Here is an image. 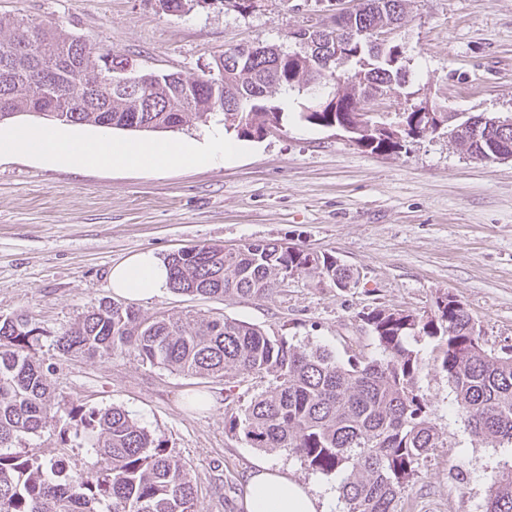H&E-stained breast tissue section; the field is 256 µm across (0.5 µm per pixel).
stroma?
<instances>
[{
    "mask_svg": "<svg viewBox=\"0 0 512 512\" xmlns=\"http://www.w3.org/2000/svg\"><path fill=\"white\" fill-rule=\"evenodd\" d=\"M358 4L261 0L240 14L222 0H188L179 13L162 11L158 0H0V16L62 29L149 71L197 75L238 44L294 48L291 32L329 25ZM396 39L410 60L416 99L449 112L512 114V0H406ZM312 103L293 94L282 132L243 142L229 164L156 174L0 158V316L22 311L47 331L35 356L59 400L124 407L162 435L191 464L201 512H239L244 476L257 459L317 488L339 487L341 476L265 453L225 429V415L249 400L251 381L230 388L150 366L130 351L58 355L54 335L116 301L110 270L129 255L286 242L336 256L357 278L341 291L299 276L268 296L221 301L169 290L135 301L146 315H221L340 358L354 350L378 358L363 313L421 314L447 291L473 315L488 349L512 347V160L474 159L441 135L370 153L339 131L298 120ZM413 347L423 363L417 383L448 445L421 461L397 512H485L491 477L512 460V447L472 439L434 362V341ZM193 393L208 395L209 405L190 407Z\"/></svg>",
    "mask_w": 512,
    "mask_h": 512,
    "instance_id": "stroma-1",
    "label": "stroma"
}]
</instances>
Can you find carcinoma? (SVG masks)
<instances>
[{"instance_id": "obj_1", "label": "carcinoma", "mask_w": 512, "mask_h": 512, "mask_svg": "<svg viewBox=\"0 0 512 512\" xmlns=\"http://www.w3.org/2000/svg\"><path fill=\"white\" fill-rule=\"evenodd\" d=\"M404 0H362L356 29L379 24L401 27ZM0 122L38 113L39 101L56 103L46 118L65 125H97L130 131L182 130L215 119L237 137L245 127H282L276 96L288 90L336 88L343 100L379 90L404 89L410 65L404 52L383 50L367 40L347 42L330 61L321 54V31L292 33L296 49L276 45L231 64L214 65L213 82L180 73L161 75L139 92L117 91L114 78L139 71L128 60L88 46L45 24L0 16ZM410 112L397 122L359 112H324L314 103L298 113L327 127L346 120L348 137L371 153H395L429 128ZM487 135H467L468 120ZM468 155L494 161L512 154V125L482 114L463 119L439 113ZM171 289L215 298L262 297L307 276L345 290L353 270L333 255L310 258L300 247L252 241L235 249L208 243L167 257ZM382 358L352 353L338 360L328 350L295 344L243 321L205 314L145 316L132 306L101 303L54 337L66 357H110L131 350L151 366L229 383L241 375L267 380L225 428L254 448L298 457L323 474L343 473L344 512H397V503L419 462L446 445L417 385L422 363L410 341H438L437 362L456 394L459 412L477 442L512 444V349L495 352L480 342L473 316L445 292L430 312L374 308L363 313ZM45 330L28 315L0 316V512H199L198 485L189 463L167 440L140 425L125 408L86 407L56 400L35 347ZM60 415L67 436H84L92 469L69 468L66 460L42 458L23 440ZM485 512H512V464L492 478Z\"/></svg>"}]
</instances>
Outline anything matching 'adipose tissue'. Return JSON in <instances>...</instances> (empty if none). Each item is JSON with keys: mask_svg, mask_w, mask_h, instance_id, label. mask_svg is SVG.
Returning <instances> with one entry per match:
<instances>
[{"mask_svg": "<svg viewBox=\"0 0 512 512\" xmlns=\"http://www.w3.org/2000/svg\"><path fill=\"white\" fill-rule=\"evenodd\" d=\"M240 144L214 130L199 139L131 142L79 135L70 130L25 125L0 130V157L29 156L44 162L101 169L132 168L155 173L177 166H206L235 159ZM170 271L153 251L116 264L109 275L113 292L147 300L168 289ZM317 493L286 468L254 462L238 499L240 512H323Z\"/></svg>", "mask_w": 512, "mask_h": 512, "instance_id": "1", "label": "adipose tissue"}]
</instances>
